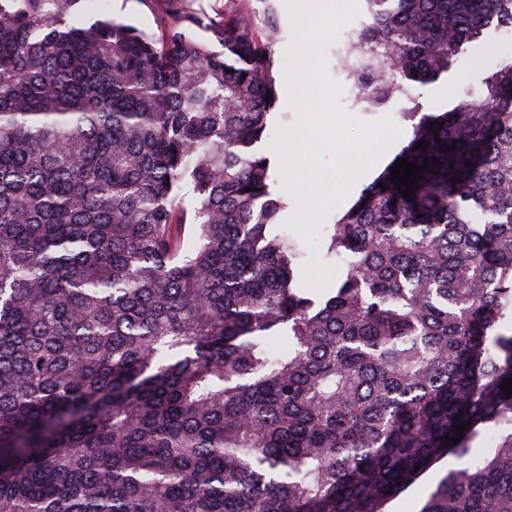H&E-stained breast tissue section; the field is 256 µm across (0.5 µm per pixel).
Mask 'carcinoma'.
<instances>
[{
    "instance_id": "cac0c4a2",
    "label": "carcinoma",
    "mask_w": 512,
    "mask_h": 512,
    "mask_svg": "<svg viewBox=\"0 0 512 512\" xmlns=\"http://www.w3.org/2000/svg\"><path fill=\"white\" fill-rule=\"evenodd\" d=\"M168 2L156 36L0 0V512H386L448 456L419 512H512V61L446 112L412 93L512 0H364L339 68L412 103L421 179L336 214L318 301L256 150L275 0L261 29Z\"/></svg>"
}]
</instances>
